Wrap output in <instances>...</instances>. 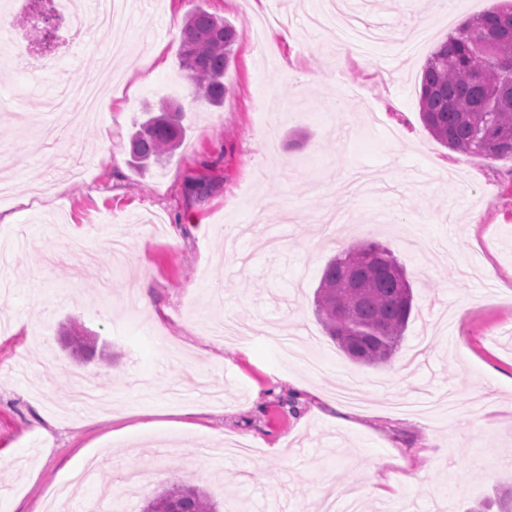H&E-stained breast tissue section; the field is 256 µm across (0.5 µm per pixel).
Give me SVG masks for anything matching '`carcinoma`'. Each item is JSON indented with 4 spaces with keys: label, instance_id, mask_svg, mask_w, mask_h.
I'll list each match as a JSON object with an SVG mask.
<instances>
[{
    "label": "carcinoma",
    "instance_id": "1",
    "mask_svg": "<svg viewBox=\"0 0 512 512\" xmlns=\"http://www.w3.org/2000/svg\"><path fill=\"white\" fill-rule=\"evenodd\" d=\"M185 27L180 67L195 96L212 106L224 103V73L244 30L201 7ZM170 103L130 136L134 165L162 163L183 139L180 117ZM420 117L431 135L449 149L484 159L512 157V3L501 4L461 24L429 56L421 74ZM412 289L392 253L361 244L331 259L316 291L315 312L324 330L354 362L379 365L395 355L412 310ZM143 512H218L195 486L176 480L151 498Z\"/></svg>",
    "mask_w": 512,
    "mask_h": 512
}]
</instances>
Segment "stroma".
<instances>
[{"mask_svg": "<svg viewBox=\"0 0 512 512\" xmlns=\"http://www.w3.org/2000/svg\"><path fill=\"white\" fill-rule=\"evenodd\" d=\"M344 3L388 41L337 60L339 31L304 25L323 0H130L124 36L164 43L163 66L121 59L97 119L55 143L0 123V165L29 196L0 224V512H46L69 478L56 512H142L174 474L220 512H325L334 483L379 476L398 498L360 512H468L512 489V384L486 375L512 372V159L453 152L420 119L453 19L426 0ZM198 6L245 31L220 107L178 65ZM270 26L288 39L263 41ZM107 43L91 31L53 72L0 70V105L99 78ZM163 99L185 139L131 166L133 126ZM363 243L389 249L414 294L378 366L315 313L326 263ZM141 285L150 307L129 302ZM271 319L317 337L320 375L278 359ZM74 330L106 359L73 357Z\"/></svg>", "mask_w": 512, "mask_h": 512, "instance_id": "obj_1", "label": "stroma"}]
</instances>
